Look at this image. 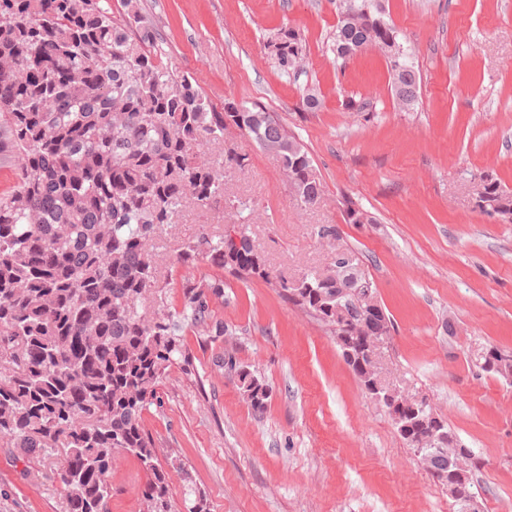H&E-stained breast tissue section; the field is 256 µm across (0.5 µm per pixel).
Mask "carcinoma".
<instances>
[{
    "label": "carcinoma",
    "instance_id": "1",
    "mask_svg": "<svg viewBox=\"0 0 512 512\" xmlns=\"http://www.w3.org/2000/svg\"><path fill=\"white\" fill-rule=\"evenodd\" d=\"M0 0V124L7 127L19 174L0 195V444L48 457L63 449L56 469L64 512H107L112 461L138 459L147 474L141 490L147 512H176L167 473L142 413L157 398L166 369L188 362L179 321L209 328L210 300L223 281L183 292L181 309L169 306L156 275L158 242L187 204L248 209L226 191L224 149L234 126L259 146L278 148L282 174L298 204L312 207L323 194L312 158L273 115L246 102L219 112L190 78L163 65L153 27L140 0ZM331 50L345 60L374 50L386 61L394 99L410 110L418 78L398 31L378 0H336ZM271 59L296 75L304 39L282 29ZM478 207L512 222V192L483 179ZM348 224H373L349 204ZM208 259L242 278L281 289L282 297L324 324L334 337L391 336L390 317L359 299L336 307V276L310 270L273 281L252 244L224 245V233L203 224L181 245L178 261ZM235 374L256 414L272 388L252 366L230 354ZM352 371L368 386L375 364ZM425 404L410 445L432 477L446 485L472 475L483 460L471 450H438L430 440Z\"/></svg>",
    "mask_w": 512,
    "mask_h": 512
}]
</instances>
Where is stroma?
Here are the masks:
<instances>
[{"instance_id":"35a3bbf8","label":"stroma","mask_w":512,"mask_h":512,"mask_svg":"<svg viewBox=\"0 0 512 512\" xmlns=\"http://www.w3.org/2000/svg\"><path fill=\"white\" fill-rule=\"evenodd\" d=\"M164 65L189 75L216 109L236 100L278 118L309 152L323 184L295 204L278 159L238 129L228 147L247 159L227 190L247 202L246 232L279 276L330 265L354 250L394 323L382 345L389 382L427 397L460 443L480 456L473 490L483 512H512V383L476 366L486 349L512 351V223L476 206L484 176L512 191V0H382L419 77V102H394L385 59L340 60L328 50L332 0H141ZM306 43L307 72L273 66L284 27ZM321 104L308 109L305 87ZM366 104L357 112L347 100ZM371 224L345 221L347 203ZM236 223L233 211L188 208L160 245L159 278L173 305L197 283L223 281L212 319L224 335L182 330L190 364L166 372L143 422L176 505L191 472L208 512H460L422 468L393 421L364 391L321 323L269 284L208 261L183 265L198 225ZM339 230L335 244L317 235ZM453 332H446V324ZM272 388L263 414L245 402L225 351ZM146 474L133 456L112 463L109 512H146ZM56 461L0 447V512H63Z\"/></svg>"}]
</instances>
